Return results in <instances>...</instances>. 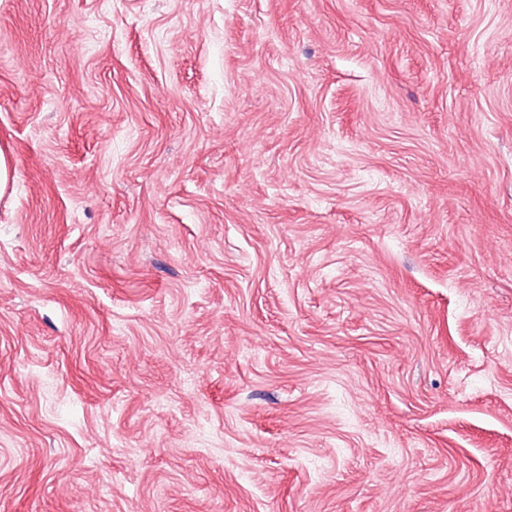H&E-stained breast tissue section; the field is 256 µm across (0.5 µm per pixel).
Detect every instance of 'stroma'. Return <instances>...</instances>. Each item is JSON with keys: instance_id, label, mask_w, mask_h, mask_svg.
Segmentation results:
<instances>
[{"instance_id": "35a3bbf8", "label": "stroma", "mask_w": 512, "mask_h": 512, "mask_svg": "<svg viewBox=\"0 0 512 512\" xmlns=\"http://www.w3.org/2000/svg\"><path fill=\"white\" fill-rule=\"evenodd\" d=\"M0 512H512V0H0Z\"/></svg>"}]
</instances>
